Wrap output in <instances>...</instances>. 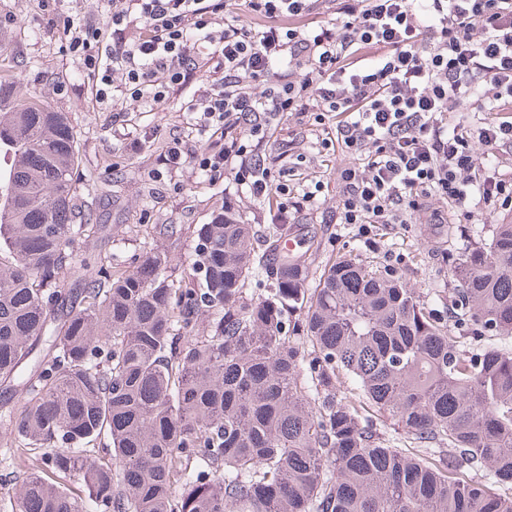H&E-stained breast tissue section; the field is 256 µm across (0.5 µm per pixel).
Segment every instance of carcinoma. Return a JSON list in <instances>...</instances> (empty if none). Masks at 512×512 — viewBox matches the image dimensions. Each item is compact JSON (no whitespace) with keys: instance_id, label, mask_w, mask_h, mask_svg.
Listing matches in <instances>:
<instances>
[{"instance_id":"1","label":"carcinoma","mask_w":512,"mask_h":512,"mask_svg":"<svg viewBox=\"0 0 512 512\" xmlns=\"http://www.w3.org/2000/svg\"><path fill=\"white\" fill-rule=\"evenodd\" d=\"M0 156V388L27 393L4 417L85 493L27 467L8 512H512V352L490 344L512 338V222L458 259L446 315L350 254L309 288L276 251L288 225L257 250L229 207L198 229L192 286L151 250L98 266L75 302L73 127L14 103ZM450 321L489 345L465 348ZM362 402L413 447L376 433Z\"/></svg>"}]
</instances>
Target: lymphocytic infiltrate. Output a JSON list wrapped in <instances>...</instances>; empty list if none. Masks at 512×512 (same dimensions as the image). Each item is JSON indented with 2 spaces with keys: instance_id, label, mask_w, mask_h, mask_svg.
<instances>
[{
  "instance_id": "lymphocytic-infiltrate-1",
  "label": "lymphocytic infiltrate",
  "mask_w": 512,
  "mask_h": 512,
  "mask_svg": "<svg viewBox=\"0 0 512 512\" xmlns=\"http://www.w3.org/2000/svg\"><path fill=\"white\" fill-rule=\"evenodd\" d=\"M110 3L108 36L63 0L40 8L100 99L152 106L211 69L187 109L223 125L224 149L199 156L200 174L232 169L255 198L276 195L274 221L289 223L315 197L275 181L258 152L273 121L295 112L336 120L347 161L330 223L406 224L430 199L434 224L445 205L467 219L512 207V174L496 162L512 146V0Z\"/></svg>"
}]
</instances>
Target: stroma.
<instances>
[{"label": "stroma", "instance_id": "stroma-1", "mask_svg": "<svg viewBox=\"0 0 512 512\" xmlns=\"http://www.w3.org/2000/svg\"><path fill=\"white\" fill-rule=\"evenodd\" d=\"M82 70L80 57L43 20L39 0H0V77L10 79L18 99L66 113L77 136V203L93 231L73 240L78 273L68 276L69 287L85 288L100 260H109L120 272L136 255L157 247L169 256L172 279L187 281L197 229L228 202L246 214L255 242H262L277 211L275 202L254 198L234 172L211 181L195 174L196 158L224 144L223 127L198 129L184 110L196 85L153 107L116 112L96 101ZM322 137L323 128L312 116L298 114L278 124L260 147L275 169L322 183V192L296 216L304 237L298 256L309 282L350 253L363 263L394 270L424 303L449 308L457 286L449 256H463L489 239L494 225L512 213L491 208L470 224H432L423 213L411 224L371 225L366 235L356 224L327 223L339 192L336 168L344 157L323 148ZM175 138L182 142L177 165L166 160Z\"/></svg>", "mask_w": 512, "mask_h": 512}]
</instances>
